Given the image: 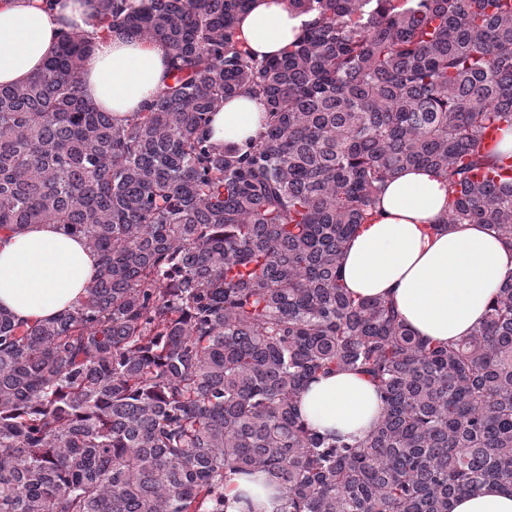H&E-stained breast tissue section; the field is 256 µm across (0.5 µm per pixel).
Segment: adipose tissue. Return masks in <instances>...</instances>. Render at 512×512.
I'll use <instances>...</instances> for the list:
<instances>
[{"label":"adipose tissue","instance_id":"adipose-tissue-1","mask_svg":"<svg viewBox=\"0 0 512 512\" xmlns=\"http://www.w3.org/2000/svg\"><path fill=\"white\" fill-rule=\"evenodd\" d=\"M98 0H0V84L21 86L54 54L63 32L93 34L82 69L84 96L123 121L170 83L161 44L94 34ZM306 16L288 0H250L238 14L236 39L257 56L277 55L300 35ZM262 103L244 94L213 114L212 140L240 145L256 137ZM448 189L434 173L409 169L381 189L377 213L359 225L340 263L346 288L360 298L393 299L408 327L435 342L470 335L490 299L512 275V247L480 224L445 226ZM98 258L78 236L52 224L0 231V309L28 323L77 304ZM303 421L342 438L367 435L382 412L377 389L353 371L310 382L301 392ZM449 512H512V493L497 484L454 499Z\"/></svg>","mask_w":512,"mask_h":512}]
</instances>
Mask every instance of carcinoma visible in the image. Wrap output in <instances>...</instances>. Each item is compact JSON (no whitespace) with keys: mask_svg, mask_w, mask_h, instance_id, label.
<instances>
[{"mask_svg":"<svg viewBox=\"0 0 512 512\" xmlns=\"http://www.w3.org/2000/svg\"><path fill=\"white\" fill-rule=\"evenodd\" d=\"M248 0H99L94 25L170 50L173 84L124 123L81 90L92 43L0 85V229L54 224L99 257L78 304L0 310V512H448L512 490V276L455 344L357 301L341 253L408 167L448 224L512 245V0H288L280 56L234 39ZM264 131L211 141L225 99ZM353 370L383 412L349 444L300 419ZM247 482L233 499L224 486Z\"/></svg>","mask_w":512,"mask_h":512,"instance_id":"cac0c4a2","label":"carcinoma"}]
</instances>
